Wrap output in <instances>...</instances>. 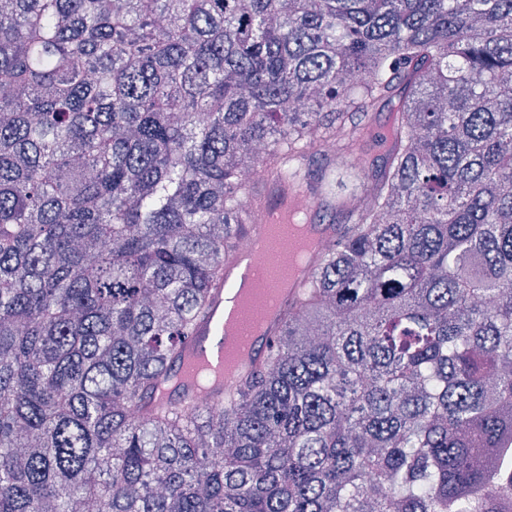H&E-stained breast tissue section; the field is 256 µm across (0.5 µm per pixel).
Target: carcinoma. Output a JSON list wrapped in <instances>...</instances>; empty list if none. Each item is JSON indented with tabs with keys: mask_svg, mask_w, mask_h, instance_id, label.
Returning <instances> with one entry per match:
<instances>
[{
	"mask_svg": "<svg viewBox=\"0 0 512 512\" xmlns=\"http://www.w3.org/2000/svg\"><path fill=\"white\" fill-rule=\"evenodd\" d=\"M383 100L263 366L143 412L244 171ZM511 461L512 0H0V512H512ZM392 104L387 101L380 102L373 112H370V122L363 134L364 149L376 164H382L384 150L379 144V136L388 125L391 116Z\"/></svg>",
	"mask_w": 512,
	"mask_h": 512,
	"instance_id": "cac0c4a2",
	"label": "carcinoma"
}]
</instances>
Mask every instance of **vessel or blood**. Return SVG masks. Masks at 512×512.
Segmentation results:
<instances>
[{"label": "vessel or blood", "instance_id": "1", "mask_svg": "<svg viewBox=\"0 0 512 512\" xmlns=\"http://www.w3.org/2000/svg\"><path fill=\"white\" fill-rule=\"evenodd\" d=\"M262 187L266 202L249 224L242 227L251 241L264 237L268 223L298 207L300 200L308 198L316 205L325 200L323 188L317 183H289L271 177ZM263 271L261 259L248 255L245 250H236L225 257L224 276L210 292L208 311L197 319L183 340L180 355L170 370L172 379L158 386L156 402L178 406L204 394L212 403H222L264 363L284 327L288 307L302 292L310 275L306 272L297 275L291 287L279 296L256 345L247 354L228 357L224 349V326L244 320L241 308L233 299V286L243 276L251 274L258 278Z\"/></svg>", "mask_w": 512, "mask_h": 512}]
</instances>
